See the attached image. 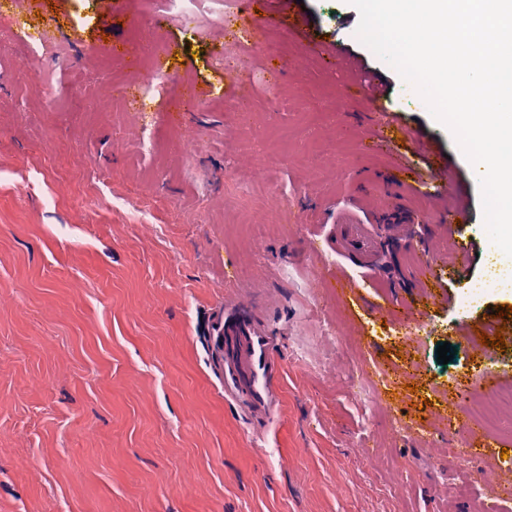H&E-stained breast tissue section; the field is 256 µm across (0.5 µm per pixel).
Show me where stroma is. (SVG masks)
Wrapping results in <instances>:
<instances>
[{"instance_id":"1","label":"stroma","mask_w":512,"mask_h":512,"mask_svg":"<svg viewBox=\"0 0 512 512\" xmlns=\"http://www.w3.org/2000/svg\"><path fill=\"white\" fill-rule=\"evenodd\" d=\"M303 4L307 36L285 17L262 28L284 50L274 57L225 22L224 0H198L189 25L138 0H0V512H476L492 481L512 478V436L462 466L452 430L487 373L512 388V339L480 341L512 332V272L470 307L484 265L455 258L425 301L416 240L377 223L391 202L363 176L387 173L392 151L422 169L415 130L449 158V206L481 210L480 184L450 131L357 38L349 0ZM147 27L166 67L133 37ZM319 34L362 70L309 52ZM38 38L40 54L24 56ZM228 53L243 70H224ZM147 70L167 82L130 111L119 93ZM374 77L401 124L368 153ZM186 83L206 92L204 110L170 111ZM147 141L154 150L138 152ZM273 198L291 228L262 223ZM347 213L372 226L378 267L351 306L318 276L335 265L356 276L367 260L324 246ZM251 296L280 332L266 414L225 395L205 336L216 312ZM396 296L423 308L429 334L407 337L383 310ZM361 357L393 375L385 399L411 427L404 438L387 441L388 416L352 384Z\"/></svg>"}]
</instances>
